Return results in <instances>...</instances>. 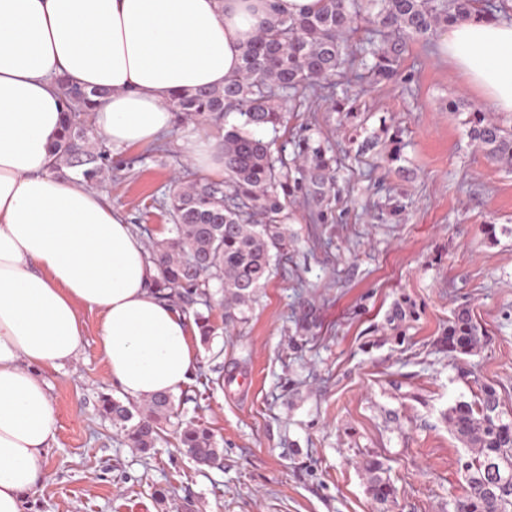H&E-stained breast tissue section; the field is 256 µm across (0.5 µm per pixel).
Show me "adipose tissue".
<instances>
[{
	"label": "adipose tissue",
	"mask_w": 512,
	"mask_h": 512,
	"mask_svg": "<svg viewBox=\"0 0 512 512\" xmlns=\"http://www.w3.org/2000/svg\"><path fill=\"white\" fill-rule=\"evenodd\" d=\"M273 1L290 17L320 5L0 0V512H24L44 477L58 422L47 375L75 359L81 309L99 312L109 377L130 397L176 394L197 365L195 327L152 290L158 267L121 208L82 176L51 170L59 78L109 89L92 118L112 149L156 144L174 125L175 96L235 74ZM438 50L495 112L512 115V21H458ZM180 146L223 178L218 139L191 126Z\"/></svg>",
	"instance_id": "obj_1"
}]
</instances>
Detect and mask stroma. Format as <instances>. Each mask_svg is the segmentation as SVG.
Wrapping results in <instances>:
<instances>
[{
    "mask_svg": "<svg viewBox=\"0 0 512 512\" xmlns=\"http://www.w3.org/2000/svg\"><path fill=\"white\" fill-rule=\"evenodd\" d=\"M438 41L411 39L394 79L350 71L336 96L309 98L278 130H261L288 158L306 135L331 146L339 193L325 223L292 210L288 251L243 321L225 327L215 293L217 331L194 340L197 368L149 453L98 412L101 394L122 393L108 377L99 313L80 311L78 355L48 375L55 442L25 512H454L467 450L445 413L488 384L512 419V168L472 150L464 120L483 102ZM345 97L356 118L335 111ZM452 100L461 111H449ZM386 126L403 143L395 167L360 150ZM185 128L175 122L163 144L113 153L98 186L143 240L168 235L159 203L187 161ZM489 222L493 243L481 231ZM404 300L413 316L389 322ZM461 308L486 342L455 360L437 339ZM188 422L214 432L223 467L178 450ZM369 459L396 489L387 503L370 492Z\"/></svg>",
    "mask_w": 512,
    "mask_h": 512,
    "instance_id": "obj_1",
    "label": "stroma"
}]
</instances>
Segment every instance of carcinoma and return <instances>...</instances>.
<instances>
[{
	"instance_id": "1",
	"label": "carcinoma",
	"mask_w": 512,
	"mask_h": 512,
	"mask_svg": "<svg viewBox=\"0 0 512 512\" xmlns=\"http://www.w3.org/2000/svg\"><path fill=\"white\" fill-rule=\"evenodd\" d=\"M500 11L481 0H321L319 9L300 17L274 15L241 47V66L222 88H199L179 95L173 110L180 119L202 126L217 124L232 113L242 124L224 133V183L184 176L169 187L163 202L171 221L169 237L154 243L150 253L160 269L155 293L174 305L211 309L214 281L224 292V325L240 321L271 273L273 254L288 252L283 227L287 199L301 193L317 219H325L323 203L336 182L322 144L305 142L302 157L308 174L289 183L286 163L273 156L270 143L254 134L275 128L282 111L275 98L295 100L335 87L334 78L360 61L375 81L397 76L407 40L428 38L459 20ZM360 55L350 52V39L361 28ZM66 104L59 140L51 147L52 168H75L94 183L112 169L105 139L94 133L90 112L95 99L108 91L86 90L58 80ZM471 143L489 160L512 168V124L497 113L476 110L463 121ZM484 333L470 311H456L440 344L454 359L477 351ZM173 398L155 394L137 405L110 395L99 399V413L112 420L130 447L148 452L162 439L163 423L172 413ZM452 434L468 448L461 462L464 493L454 512H512V420L503 419L501 398L481 387L477 401L460 400L446 415ZM177 447L197 463L220 459L214 433L189 424L178 434ZM373 497L386 502L393 486L377 476L380 463L369 460Z\"/></svg>"
}]
</instances>
